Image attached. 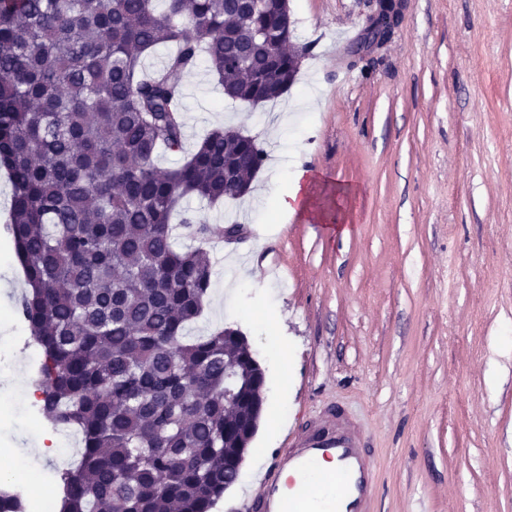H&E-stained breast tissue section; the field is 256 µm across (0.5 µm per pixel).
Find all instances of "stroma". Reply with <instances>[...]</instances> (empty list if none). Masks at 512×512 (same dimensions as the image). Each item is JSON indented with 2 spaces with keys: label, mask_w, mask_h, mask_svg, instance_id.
<instances>
[{
  "label": "stroma",
  "mask_w": 512,
  "mask_h": 512,
  "mask_svg": "<svg viewBox=\"0 0 512 512\" xmlns=\"http://www.w3.org/2000/svg\"><path fill=\"white\" fill-rule=\"evenodd\" d=\"M289 8L308 52L278 99L224 100L202 66L180 77L187 149L231 128L267 153L256 197L184 202L245 228L231 254L211 248L189 333L238 328L266 376L240 478L212 512H247L290 432L332 407L370 441L374 512H512V0H404L390 39L354 63L374 0ZM282 159L308 170L314 214L276 218ZM11 196L0 172V451L38 477L64 465L16 413L36 375L15 348L29 330Z\"/></svg>",
  "instance_id": "35a3bbf8"
}]
</instances>
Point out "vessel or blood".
I'll return each mask as SVG.
<instances>
[{"label":"vessel or blood","mask_w":512,"mask_h":512,"mask_svg":"<svg viewBox=\"0 0 512 512\" xmlns=\"http://www.w3.org/2000/svg\"><path fill=\"white\" fill-rule=\"evenodd\" d=\"M323 460L335 462V470L311 480ZM377 484L366 441L333 415L292 432L287 451L262 474L252 502L255 512H371Z\"/></svg>","instance_id":"b4317fda"}]
</instances>
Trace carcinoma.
Returning <instances> with one entry per match:
<instances>
[{
	"label": "carcinoma",
	"mask_w": 512,
	"mask_h": 512,
	"mask_svg": "<svg viewBox=\"0 0 512 512\" xmlns=\"http://www.w3.org/2000/svg\"><path fill=\"white\" fill-rule=\"evenodd\" d=\"M291 37L288 0H0L19 312L42 355V415L83 436L59 512H211L249 446L262 372L239 330L188 334L213 266L170 216L185 197L243 196L265 152L226 129L185 151L180 76L203 63L225 98L273 100L295 80ZM164 44L176 51L146 71ZM161 152L181 164L159 169Z\"/></svg>",
	"instance_id": "1"
}]
</instances>
